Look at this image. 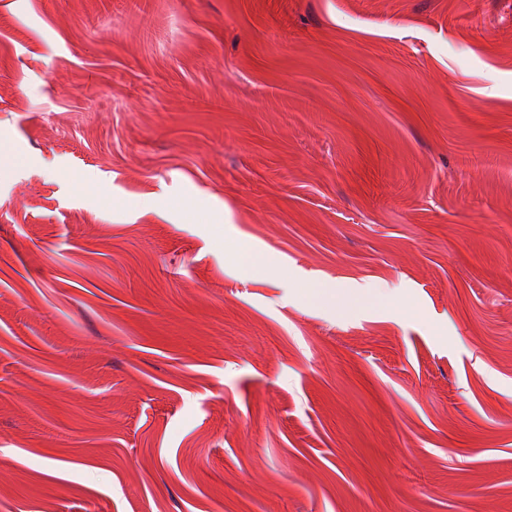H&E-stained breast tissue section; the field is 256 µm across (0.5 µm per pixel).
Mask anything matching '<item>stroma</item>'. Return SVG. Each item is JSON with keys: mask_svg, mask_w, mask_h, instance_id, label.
Instances as JSON below:
<instances>
[{"mask_svg": "<svg viewBox=\"0 0 512 512\" xmlns=\"http://www.w3.org/2000/svg\"><path fill=\"white\" fill-rule=\"evenodd\" d=\"M0 512H512V0H0ZM238 268L244 273H264L267 271L266 260L258 254L246 241H239L236 246Z\"/></svg>", "mask_w": 512, "mask_h": 512, "instance_id": "obj_1", "label": "stroma"}]
</instances>
